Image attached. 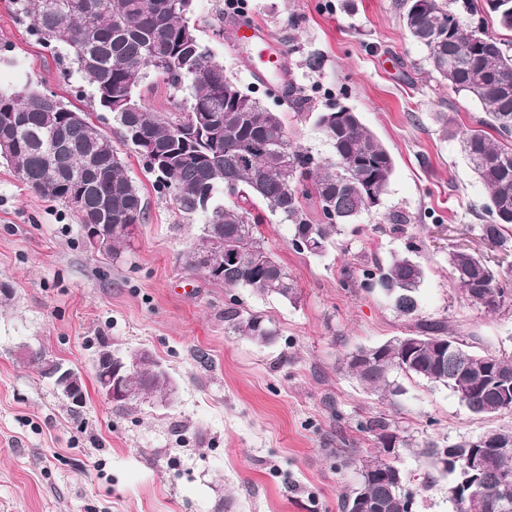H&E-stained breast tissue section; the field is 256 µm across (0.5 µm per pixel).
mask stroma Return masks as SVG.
Returning a JSON list of instances; mask_svg holds the SVG:
<instances>
[{
  "mask_svg": "<svg viewBox=\"0 0 512 512\" xmlns=\"http://www.w3.org/2000/svg\"><path fill=\"white\" fill-rule=\"evenodd\" d=\"M242 17L282 51L295 102L267 95L248 53L229 48L224 0H196L195 20L224 29L208 39L215 59L283 112L291 142L330 158L314 113L338 102L359 112L395 162L378 210L344 225L321 257L294 252L290 225L269 216L262 232L300 291L290 305L228 293L187 269L181 255L202 219L180 213L130 147L118 151L148 218L117 261L86 250L76 214L0 164V283L10 289L0 296V512H340L359 471L357 458L341 462L336 451L372 452L356 429L363 417L385 413L416 440L444 445L512 428V412L474 416L450 389L418 379L401 378L403 394L382 403L342 364L345 353L409 326L381 293L345 287L344 269L387 265L411 239L422 244L420 316L445 322L472 351H512V306L477 311L449 279V252L467 248L512 282V250L487 245L475 228L487 193L462 137L480 108L431 75L397 0H248ZM314 53L315 69L307 63ZM62 68L0 0V86L39 81L117 137L111 114L91 109L88 83L62 78ZM394 212L411 219L397 233L385 221ZM233 296L276 322L272 344L228 333L224 306ZM103 342L151 350L176 383L173 398L131 409L106 401L93 368ZM23 344L81 374L88 396L80 416L20 362Z\"/></svg>",
  "mask_w": 512,
  "mask_h": 512,
  "instance_id": "stroma-1",
  "label": "stroma"
}]
</instances>
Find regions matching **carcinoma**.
Here are the masks:
<instances>
[{
  "mask_svg": "<svg viewBox=\"0 0 512 512\" xmlns=\"http://www.w3.org/2000/svg\"><path fill=\"white\" fill-rule=\"evenodd\" d=\"M194 2L187 0L182 10L172 9L169 0H11V6L44 44L63 53L65 75L77 73L88 81L93 107L112 114L123 144L138 154L150 149L163 160V167L148 171L178 211L202 216L203 226L224 236V254L217 255L210 235L200 233L183 254L185 266L229 291L244 289L293 304L299 298L297 283L260 231L267 214L291 225L289 245L295 252L321 256L334 246L341 226L376 212L394 159L359 113L340 104L314 116L332 145V158L321 160L292 146L283 114L265 107L214 59L198 23L188 18ZM485 2L497 26L512 31V0ZM400 8L403 25L426 52L431 71L482 111L463 139V150L488 195L479 213L481 237L507 250L512 247V46L469 28L464 13L476 10L474 0H463L461 11L443 0H402ZM152 76L186 94L178 116L147 109L142 89ZM200 114L211 125L207 138L194 135ZM1 140L13 148L0 153V161L28 189L70 208L80 223H145L146 203L112 139L62 101L49 109L32 83L0 87ZM307 200L318 205L315 223L305 213ZM306 230L311 250L298 246ZM131 238L124 231L113 234L106 254L120 259ZM414 248L409 244L408 252L385 267L345 270V285L379 289L412 321L409 336L346 354L345 368L382 399L402 394L394 378L401 374L450 388L474 415L512 412V405L502 402L499 384L512 379V353L471 351L445 322L417 317L424 270L410 254ZM448 265L468 306L495 314L512 303V289L480 256L454 250ZM224 323L260 346L277 336L270 320L240 309L234 298L224 309ZM417 339L425 345L409 351L408 341ZM433 343L446 350L435 351ZM127 387L133 394L128 408L148 397L165 399L146 371L132 374ZM357 429L376 451L362 458L359 485L343 496L341 512H353L361 491L383 512H412L413 497L404 490L406 453L448 475V499L457 512H490L494 502L512 503V450L478 448L472 438L446 448L434 441L421 447L383 414L358 422ZM392 439L397 444L389 448ZM473 455L483 458L476 497L460 505L451 496L461 483L459 473L441 470L440 463L446 457L460 465Z\"/></svg>",
  "mask_w": 512,
  "mask_h": 512,
  "instance_id": "1",
  "label": "carcinoma"
}]
</instances>
